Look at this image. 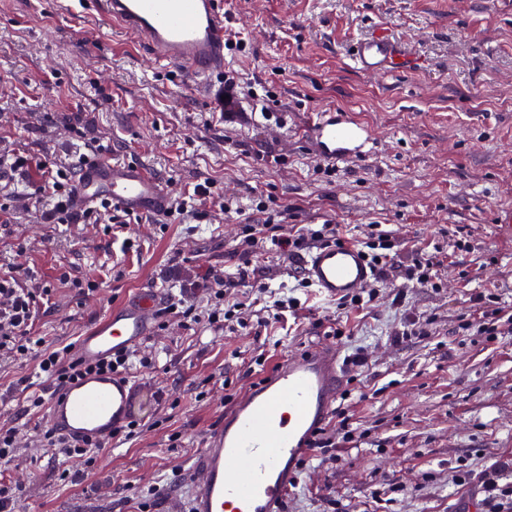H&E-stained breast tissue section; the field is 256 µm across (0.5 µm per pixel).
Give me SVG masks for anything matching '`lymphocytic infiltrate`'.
I'll return each instance as SVG.
<instances>
[{"instance_id": "lymphocytic-infiltrate-1", "label": "lymphocytic infiltrate", "mask_w": 512, "mask_h": 512, "mask_svg": "<svg viewBox=\"0 0 512 512\" xmlns=\"http://www.w3.org/2000/svg\"><path fill=\"white\" fill-rule=\"evenodd\" d=\"M77 172L74 169H60L50 178V207L45 219L50 224H97L101 219L110 223H119V216L113 215L107 203H99L84 209H72L67 201L73 193ZM257 212L263 213L265 219L260 224H248L234 253L244 264L238 277L224 276L223 272L212 269L209 279L215 284L211 293L213 308L208 314L209 323L222 321L241 322L242 302L233 300L235 288L242 286L248 279V263L264 247L271 244L288 253L289 257H298L302 251L314 246L341 243L339 228L333 224H324L317 229H307L301 233H292L286 221L287 212L280 211L266 214L264 205H257ZM365 258L373 270V277L368 289L339 298L342 308L366 309L373 305L378 297L379 284L387 282L394 269L393 250L395 242L389 231L374 227L360 244ZM37 296L34 291L19 287L11 276H0V351H6L17 360L36 359L34 378L22 377L15 383L16 391L23 395L28 408H41L48 391H59L68 382L86 374V367L73 356L72 344L58 347H44L42 339L31 337L32 324Z\"/></svg>"}]
</instances>
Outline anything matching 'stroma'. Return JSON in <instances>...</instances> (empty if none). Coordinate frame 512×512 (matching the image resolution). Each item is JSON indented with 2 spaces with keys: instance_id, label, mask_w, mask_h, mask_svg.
<instances>
[{
  "instance_id": "obj_1",
  "label": "stroma",
  "mask_w": 512,
  "mask_h": 512,
  "mask_svg": "<svg viewBox=\"0 0 512 512\" xmlns=\"http://www.w3.org/2000/svg\"><path fill=\"white\" fill-rule=\"evenodd\" d=\"M55 0H0V154L47 170L70 167L97 145L141 162L191 204V215L152 223H44L27 193L44 182L0 185L12 221L0 224V275L49 288L32 335L78 340L113 303L151 286L207 310L198 286L209 269L232 273L233 250L256 202L287 210L296 227L319 217L358 242L381 224L405 266L442 246V286L381 287L374 305L347 312L298 288L301 259L270 248L254 257L255 279L237 288L250 327L170 319L139 347L150 366L131 374L136 416L152 422L138 438L99 449L94 466L70 480L71 459L40 446L43 413H25L13 389L33 372L0 352V425L22 438L0 483L19 486L12 512H188L190 461L205 435L267 364L319 342L344 321L366 365L347 377L337 408L354 437L327 458L304 459L282 512H484L485 484L512 483V335L487 341L460 331L479 317L471 294L512 309V0H226L227 24L246 41L224 53L240 78L230 118L217 95L202 97L103 17L66 18ZM388 26L424 59L422 70L367 76L346 59L352 41ZM264 97L256 111L253 94ZM335 107L375 132L372 153L327 166L305 133L311 115ZM214 181L231 200L193 202ZM467 232L458 250L453 229ZM137 240L125 250L124 238ZM96 285L84 294L81 283ZM403 286L404 307L393 302ZM295 291L300 306L257 326L274 296ZM426 336L398 342L410 320Z\"/></svg>"
}]
</instances>
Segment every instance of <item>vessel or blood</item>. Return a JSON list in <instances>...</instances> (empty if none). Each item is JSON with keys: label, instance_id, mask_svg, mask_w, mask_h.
<instances>
[{"label": "vessel or blood", "instance_id": "obj_1", "mask_svg": "<svg viewBox=\"0 0 512 512\" xmlns=\"http://www.w3.org/2000/svg\"><path fill=\"white\" fill-rule=\"evenodd\" d=\"M62 15L97 12L130 35L156 63L178 70L201 89L224 74V0H57ZM361 74L392 76L419 70V54L391 31L373 29L348 52ZM316 155L325 161L362 159L373 129L351 113L326 109L307 125ZM144 220L166 215L171 187L146 166L95 155L82 164L72 202L100 201ZM305 274L319 294L335 300L366 287L371 269L352 243L310 252ZM159 295L149 288L112 306L79 337L74 353L96 364L129 351L151 336ZM344 371L336 346L319 343L284 357L225 411L193 458L196 476L188 512H279L297 467L313 452L314 433L328 420ZM133 414L126 375L93 372L75 379L48 403L49 428L70 440H111Z\"/></svg>", "mask_w": 512, "mask_h": 512}]
</instances>
